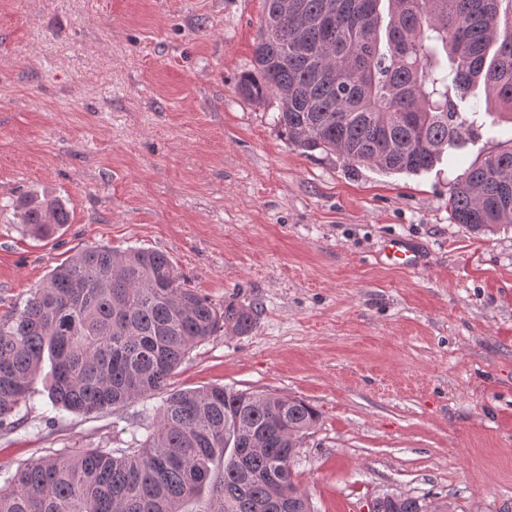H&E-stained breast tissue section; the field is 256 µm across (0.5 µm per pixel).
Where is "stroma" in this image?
<instances>
[{
  "label": "stroma",
  "instance_id": "35a3bbf8",
  "mask_svg": "<svg viewBox=\"0 0 512 512\" xmlns=\"http://www.w3.org/2000/svg\"><path fill=\"white\" fill-rule=\"evenodd\" d=\"M264 0H0V316L90 245L169 254L213 303L259 302L245 336L197 345L172 389L305 400L320 422L297 479L316 512L403 493L512 512V226L476 234L448 207L459 167L419 175L303 154L274 106L236 91ZM512 134L500 113L464 163ZM66 199L38 241L7 204ZM415 271L385 266L391 237ZM159 398L96 416L38 388L0 428V476L42 455L113 448ZM55 413L53 423L45 416ZM380 259L387 266L407 270H416L421 266L418 246L412 240L400 236L388 240Z\"/></svg>",
  "mask_w": 512,
  "mask_h": 512
}]
</instances>
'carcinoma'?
Here are the masks:
<instances>
[{"label": "carcinoma", "mask_w": 512, "mask_h": 512, "mask_svg": "<svg viewBox=\"0 0 512 512\" xmlns=\"http://www.w3.org/2000/svg\"><path fill=\"white\" fill-rule=\"evenodd\" d=\"M388 2L382 24L381 2ZM264 0L248 102L278 104L275 122L307 155L338 154L386 173L432 170L481 135L480 112L512 113V0ZM481 85L484 103L471 101ZM468 106L474 119L462 116ZM448 206L457 224H512V137L462 169ZM30 235L69 223L66 202L13 203ZM257 304L216 306L181 281L165 252L83 248L0 318V427L27 403L44 361L51 404L77 415L167 392L121 429L117 448L32 460L4 478L0 512H314L296 481L303 439L320 415L307 402L224 386L168 390L174 371L219 331L249 333ZM375 512H449L417 497Z\"/></svg>", "instance_id": "cac0c4a2"}]
</instances>
